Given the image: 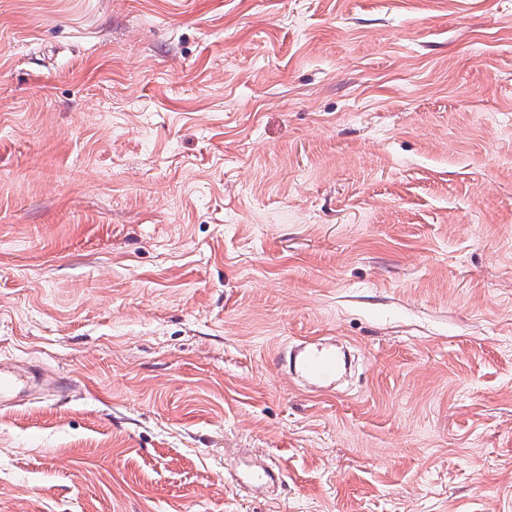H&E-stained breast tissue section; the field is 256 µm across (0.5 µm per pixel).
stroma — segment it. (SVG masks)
<instances>
[{"mask_svg":"<svg viewBox=\"0 0 512 512\" xmlns=\"http://www.w3.org/2000/svg\"><path fill=\"white\" fill-rule=\"evenodd\" d=\"M0 363V512H512V0H0ZM281 365L295 378L314 391L332 389L340 368V356L327 342H308L285 350L280 355ZM33 379L26 375L15 374L10 371L3 370L0 367V404H10L21 393H25L30 384L34 381H41L43 373L36 369H30L28 372ZM16 394V397H12Z\"/></svg>","mask_w":512,"mask_h":512,"instance_id":"obj_1","label":"stroma"}]
</instances>
